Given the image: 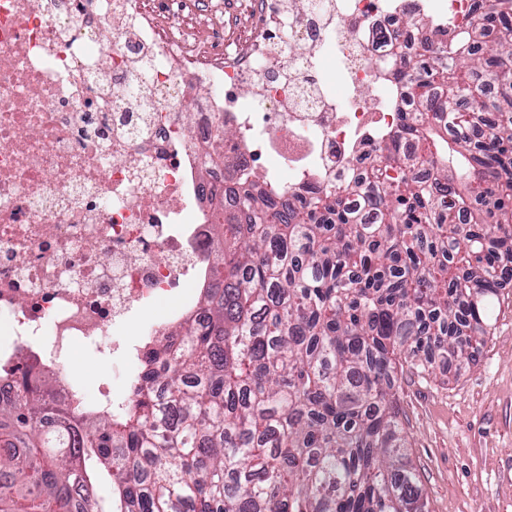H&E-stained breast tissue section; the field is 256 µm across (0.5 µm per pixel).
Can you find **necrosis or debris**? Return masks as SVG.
Masks as SVG:
<instances>
[{
    "mask_svg": "<svg viewBox=\"0 0 512 512\" xmlns=\"http://www.w3.org/2000/svg\"><path fill=\"white\" fill-rule=\"evenodd\" d=\"M172 2L0 0V403L32 365L57 397L117 413L126 394L68 370L91 347L127 358L144 307L175 296L199 315L217 222L202 202L334 190L400 124L395 0ZM416 3L448 32L466 23L468 0Z\"/></svg>",
    "mask_w": 512,
    "mask_h": 512,
    "instance_id": "1",
    "label": "necrosis or debris"
}]
</instances>
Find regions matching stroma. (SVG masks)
Returning a JSON list of instances; mask_svg holds the SVG:
<instances>
[{
	"label": "stroma",
	"mask_w": 512,
	"mask_h": 512,
	"mask_svg": "<svg viewBox=\"0 0 512 512\" xmlns=\"http://www.w3.org/2000/svg\"><path fill=\"white\" fill-rule=\"evenodd\" d=\"M473 361L405 369L399 405L429 512H512V283Z\"/></svg>",
	"instance_id": "obj_1"
}]
</instances>
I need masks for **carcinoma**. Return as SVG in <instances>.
I'll use <instances>...</instances> for the list:
<instances>
[{
    "instance_id": "obj_1",
    "label": "carcinoma",
    "mask_w": 512,
    "mask_h": 512,
    "mask_svg": "<svg viewBox=\"0 0 512 512\" xmlns=\"http://www.w3.org/2000/svg\"><path fill=\"white\" fill-rule=\"evenodd\" d=\"M394 40L391 145L334 192L240 198L201 318L142 351L119 414L46 374L0 404V512H428L397 383L471 359L512 283V13Z\"/></svg>"
}]
</instances>
